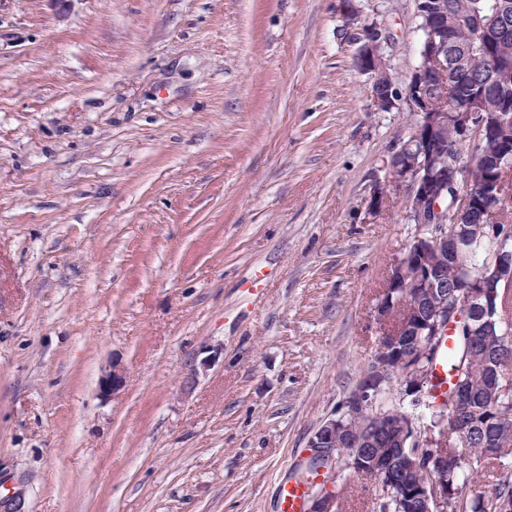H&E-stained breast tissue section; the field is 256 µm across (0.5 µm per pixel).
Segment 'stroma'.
<instances>
[{"label":"stroma","mask_w":512,"mask_h":512,"mask_svg":"<svg viewBox=\"0 0 512 512\" xmlns=\"http://www.w3.org/2000/svg\"><path fill=\"white\" fill-rule=\"evenodd\" d=\"M356 3L405 85L417 0ZM344 25L339 0H0V498L278 512L415 230L366 217L407 117ZM125 368L120 362L112 360L102 369L99 381V394L105 398H113L125 383Z\"/></svg>","instance_id":"obj_1"}]
</instances>
